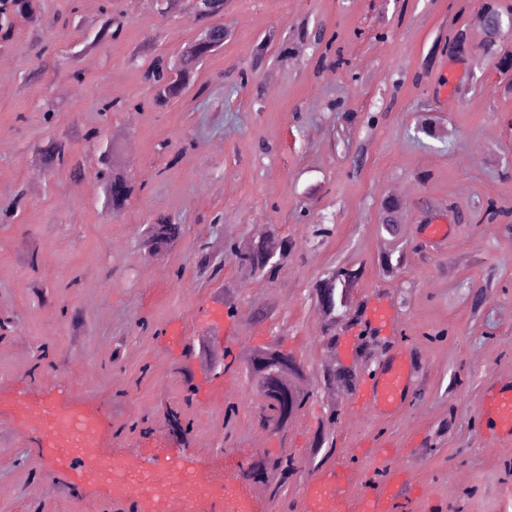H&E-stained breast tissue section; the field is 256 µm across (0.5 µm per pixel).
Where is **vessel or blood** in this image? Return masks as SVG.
Masks as SVG:
<instances>
[{
  "label": "vessel or blood",
  "instance_id": "b4317fda",
  "mask_svg": "<svg viewBox=\"0 0 512 512\" xmlns=\"http://www.w3.org/2000/svg\"><path fill=\"white\" fill-rule=\"evenodd\" d=\"M418 377L414 353L397 350L381 369L367 381L360 382L351 400L374 409L383 416H393L406 406L407 392ZM483 409L492 431L501 438L512 437V377H496L484 396ZM20 428H39L44 446L59 463L79 470L88 480L111 486L114 498H126L131 489V466L116 460H98L80 467L76 461L89 447L96 425L93 412L76 411L48 400L24 409ZM165 478L152 493L145 495L146 512H174L176 505L188 506L189 512H254L250 498L234 495L230 484L214 483L208 476L204 458L191 466L164 465ZM415 476L409 469L388 472L380 481L355 482L352 470L337 467L328 478L307 489L306 512H398L401 504L414 500Z\"/></svg>",
  "mask_w": 512,
  "mask_h": 512
}]
</instances>
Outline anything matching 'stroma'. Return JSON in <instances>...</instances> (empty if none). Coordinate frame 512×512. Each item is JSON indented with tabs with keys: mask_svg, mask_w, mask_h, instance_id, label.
Masks as SVG:
<instances>
[{
	"mask_svg": "<svg viewBox=\"0 0 512 512\" xmlns=\"http://www.w3.org/2000/svg\"><path fill=\"white\" fill-rule=\"evenodd\" d=\"M34 3L38 30L16 20L0 48V211L26 194L0 223V512H142L137 494L119 501L107 485L73 484L41 431L15 432L22 407L46 399L93 409L101 451L134 465L202 455L220 479L231 457L294 458L300 470L278 498L250 489L257 512H304L312 476L341 459L373 480L411 468L417 512H512V440L490 439L482 410L484 387L512 374V231L467 220L490 199L512 212V70L495 66L512 53V30L487 53L477 0H224V46L195 73L207 99L190 91L157 108L143 72L197 38L188 16L165 0ZM106 10L119 35L84 49ZM319 27L331 51L315 43ZM452 28L466 37L463 53L446 48ZM242 70L249 82L239 88ZM115 99L128 108L104 114ZM427 122L435 136L420 133ZM91 130L98 138L87 139ZM61 137L82 178L43 166L39 149ZM107 146L116 170L143 186L118 214L96 174ZM387 198L399 204L393 235L379 223ZM448 199L451 233L427 241L426 208ZM161 217L184 233L155 254L142 238ZM320 220L330 233L317 240ZM274 229L295 243L276 280L242 277L230 256L219 277L197 274L201 243ZM402 249L404 267L385 274L381 255ZM341 264L364 275L331 348L312 289ZM490 276L497 286L473 314L471 292ZM378 305L391 322L378 346L360 348L353 312ZM276 336L312 392L284 436L261 424L244 371L211 366L225 348ZM403 347L422 371L401 415L351 408L344 384H319L334 364L369 379ZM229 381L236 390L225 391ZM332 407L334 444L312 455Z\"/></svg>",
	"mask_w": 512,
	"mask_h": 512,
	"instance_id": "obj_1",
	"label": "stroma"
}]
</instances>
